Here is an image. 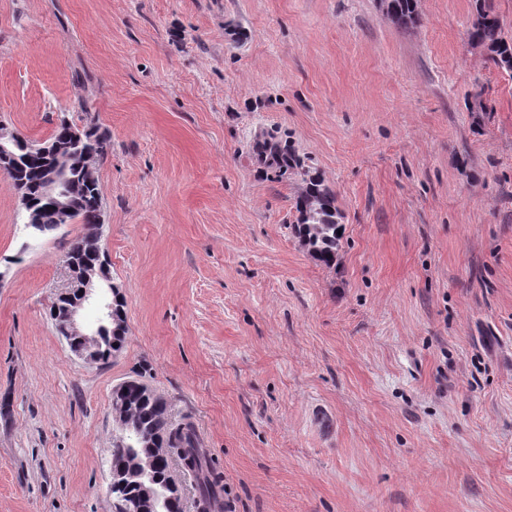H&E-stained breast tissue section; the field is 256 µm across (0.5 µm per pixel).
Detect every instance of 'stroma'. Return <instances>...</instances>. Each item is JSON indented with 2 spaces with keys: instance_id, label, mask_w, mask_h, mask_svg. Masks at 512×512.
Here are the masks:
<instances>
[{
  "instance_id": "obj_1",
  "label": "stroma",
  "mask_w": 512,
  "mask_h": 512,
  "mask_svg": "<svg viewBox=\"0 0 512 512\" xmlns=\"http://www.w3.org/2000/svg\"><path fill=\"white\" fill-rule=\"evenodd\" d=\"M417 10L0 0V122L111 139L127 325L108 360L71 352L49 309L82 227L30 235L0 172V512H118L112 391L143 370L229 512H512V76L468 44L474 0ZM308 176L331 265L292 230ZM387 18L399 27L417 23V0H383ZM335 202L332 189L310 178L298 201L300 220L293 225V232L301 244L314 258L327 265L336 261L342 238ZM338 230H341V235H338Z\"/></svg>"
}]
</instances>
